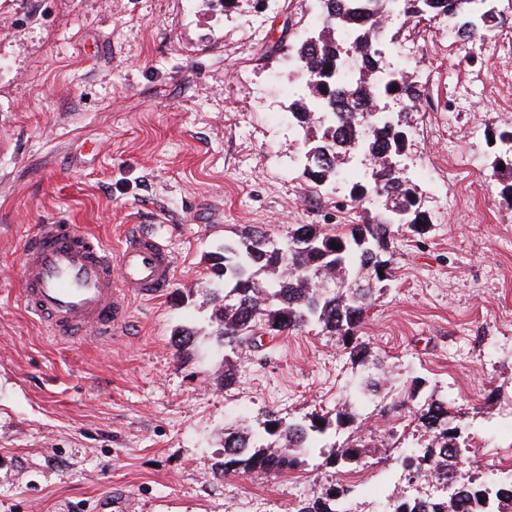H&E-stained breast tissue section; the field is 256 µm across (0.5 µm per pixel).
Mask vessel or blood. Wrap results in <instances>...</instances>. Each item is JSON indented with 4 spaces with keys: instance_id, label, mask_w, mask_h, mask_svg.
Returning <instances> with one entry per match:
<instances>
[{
    "instance_id": "vessel-or-blood-1",
    "label": "vessel or blood",
    "mask_w": 512,
    "mask_h": 512,
    "mask_svg": "<svg viewBox=\"0 0 512 512\" xmlns=\"http://www.w3.org/2000/svg\"><path fill=\"white\" fill-rule=\"evenodd\" d=\"M24 302L52 336L127 333L132 297L163 295L173 260L153 235H129L118 252L71 224H40L23 243Z\"/></svg>"
}]
</instances>
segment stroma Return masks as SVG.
I'll list each match as a JSON object with an SVG mask.
<instances>
[{
	"label": "stroma",
	"instance_id": "1",
	"mask_svg": "<svg viewBox=\"0 0 512 512\" xmlns=\"http://www.w3.org/2000/svg\"><path fill=\"white\" fill-rule=\"evenodd\" d=\"M498 35L472 49L438 20L391 19L388 61L421 97L398 159L426 225H402L389 279L360 334L390 372L379 397L330 424L297 470L225 474L224 434L332 413L361 374L317 326L242 351L224 384L212 294L224 245L256 227L281 242L302 224L337 228L384 212L353 201L356 179L313 184L305 153L318 128L292 121L306 86L294 51L317 26L316 0H0V512H299L339 477L326 462L360 433L369 450L352 512L420 493L398 457L406 392L439 400L473 446L462 472L512 473V206L498 177L512 127V0ZM452 127L454 140L437 125ZM468 155L465 185L434 172ZM72 224L118 250L135 230L170 251L164 295L133 298L129 335L70 342L26 308L21 247L40 224ZM194 331L177 349L178 330Z\"/></svg>",
	"mask_w": 512,
	"mask_h": 512
}]
</instances>
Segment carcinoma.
<instances>
[{"mask_svg":"<svg viewBox=\"0 0 512 512\" xmlns=\"http://www.w3.org/2000/svg\"><path fill=\"white\" fill-rule=\"evenodd\" d=\"M320 7L322 38L317 47L301 42L297 58L300 75L305 80L311 98L326 108L321 140L313 151L305 174L318 183L336 179L337 168L347 155L362 146L375 160L373 186L362 184L351 190L352 198L363 199L372 191L383 196L395 207L410 210L406 220L416 225L424 220L419 210L417 191L393 166L397 153L403 151L405 140L398 125L374 123L368 108L351 110L349 103L361 104L384 96L417 99L415 87L402 73H392V80L381 87L357 83L343 87L328 72L336 67V59L347 52L337 30L358 29L361 38L355 45L360 65L374 72L385 60L382 46L385 37L378 34L382 16L390 0H317ZM453 12L458 40L474 42L496 30L498 17L492 0H429L427 16ZM291 116L302 127L316 119L308 103L299 98L291 105ZM390 215L352 224L344 232H324L314 224H304L288 231L278 245L259 230L248 229L237 243L224 244L227 254L222 264L224 289L213 293L217 303L215 336L224 347L236 352L251 347L262 336H279L286 330H299L315 324L327 333L341 338L350 356L359 366L369 364L370 352L359 341L358 331L380 289L376 285L388 280L378 272L377 258L384 255L393 239L394 227ZM340 245L336 254L327 255L331 243ZM355 271L361 287L333 291L311 288L308 280L329 272ZM382 382L376 373L365 370L354 392L346 395L348 402L365 401L377 396ZM418 427L429 433L425 443L405 448L401 467L418 477L432 476L442 485V495L432 500L421 497L392 498L384 505L385 512H512V476L475 485L464 482L460 489L448 493V484L465 478L459 465L468 447L467 439L457 428L448 426V407L431 402L416 411ZM326 416L317 415L308 422H284L271 413L257 431L224 433V472L283 476L294 470L298 454L314 448L325 433ZM365 445L360 441L346 444L330 457L336 467L348 469L364 457ZM353 487L336 483L313 497L301 512H349L347 502Z\"/></svg>","mask_w":512,"mask_h":512,"instance_id":"carcinoma-1","label":"carcinoma"}]
</instances>
